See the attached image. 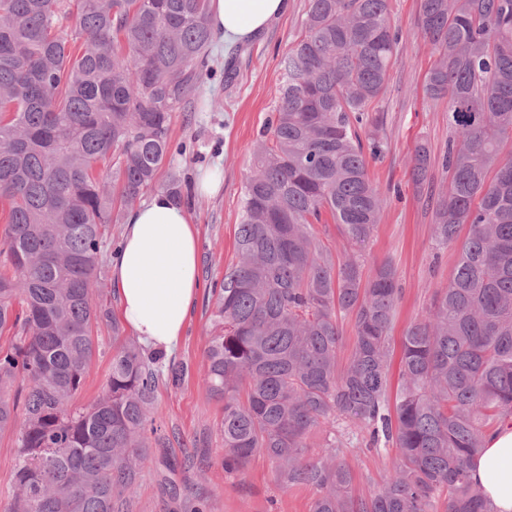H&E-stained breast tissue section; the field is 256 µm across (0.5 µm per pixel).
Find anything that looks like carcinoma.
I'll list each match as a JSON object with an SVG mask.
<instances>
[{
    "label": "carcinoma",
    "instance_id": "carcinoma-1",
    "mask_svg": "<svg viewBox=\"0 0 512 512\" xmlns=\"http://www.w3.org/2000/svg\"><path fill=\"white\" fill-rule=\"evenodd\" d=\"M208 0H0V434L19 429L5 512H133L148 460L162 355L126 339L104 391L72 408L111 319L93 301L106 232L151 189L172 151V113L212 76ZM432 65L423 92L448 101L433 215L458 252L427 314L400 343L390 391L396 270L339 256L330 216L362 244L382 200L358 128L385 93L401 44L389 0H308L286 80L241 191L237 261L224 269L204 380L223 403L222 464L262 454L285 486L318 492L311 512H491L470 478L486 433L512 416V0H419ZM430 155L416 146L413 185ZM165 189L191 203L175 176ZM355 336L339 364L341 320ZM396 450L374 495L354 492L336 431ZM326 427L312 454L309 433Z\"/></svg>",
    "mask_w": 512,
    "mask_h": 512
}]
</instances>
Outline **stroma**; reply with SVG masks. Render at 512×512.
<instances>
[{
    "label": "stroma",
    "mask_w": 512,
    "mask_h": 512,
    "mask_svg": "<svg viewBox=\"0 0 512 512\" xmlns=\"http://www.w3.org/2000/svg\"><path fill=\"white\" fill-rule=\"evenodd\" d=\"M307 0H290L287 14L268 31L240 46L233 83L224 81V48L213 45L214 72L201 96L208 108L174 112L170 134L188 142L189 154L173 156L158 175L197 182L200 173L219 169L224 184L213 196L196 195L188 213L196 226L201 289L177 348L165 354V365L179 367V382L160 379L152 416L162 438L153 444L150 460L134 490L136 512H191L205 502L207 512H311L317 496L309 486H282L275 466L266 458L252 459L244 473H227L221 463L224 438L219 429L222 404L212 398L203 380L216 290L224 269L236 259L234 238L240 221V190L253 167V147L274 111L284 70L282 58L302 32ZM393 24L402 33L387 90L375 106L376 131L384 141L382 156L369 160L368 172L383 206L381 220L363 251L370 260L394 264L401 297L396 307L393 338L420 318L433 289L447 285L457 252L436 249L433 212L448 190L442 158L448 146V114L442 101L422 91L432 58L418 27V0H390ZM426 144L431 154L427 181L414 187L409 170L414 148ZM96 351L78 393L76 405L96 398L105 388L112 364V325L96 324ZM344 458L354 471L357 493H375L392 473V449L347 448Z\"/></svg>",
    "instance_id": "35a3bbf8"
}]
</instances>
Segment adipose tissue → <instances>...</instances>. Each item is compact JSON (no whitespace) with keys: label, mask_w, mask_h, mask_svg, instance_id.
Returning a JSON list of instances; mask_svg holds the SVG:
<instances>
[{"label":"adipose tissue","mask_w":512,"mask_h":512,"mask_svg":"<svg viewBox=\"0 0 512 512\" xmlns=\"http://www.w3.org/2000/svg\"><path fill=\"white\" fill-rule=\"evenodd\" d=\"M288 0H210L206 24L225 50L253 40L287 13ZM199 252L189 213L167 191L128 211L110 260L120 318L140 341L176 347L200 289ZM494 512H512V418L489 433L471 471Z\"/></svg>","instance_id":"ef3b65f1"}]
</instances>
